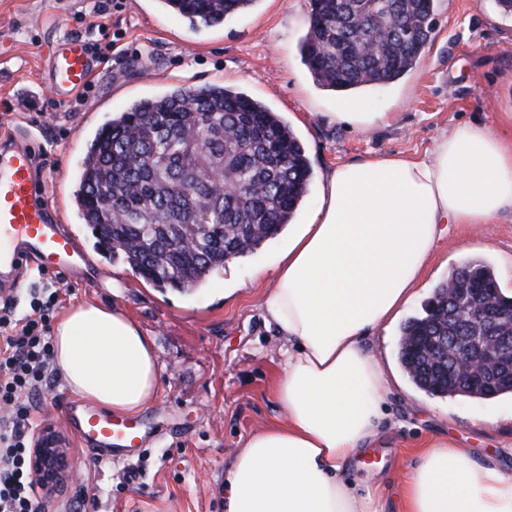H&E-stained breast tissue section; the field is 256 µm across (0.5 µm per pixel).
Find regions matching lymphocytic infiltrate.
I'll use <instances>...</instances> for the list:
<instances>
[{"instance_id":"lymphocytic-infiltrate-1","label":"lymphocytic infiltrate","mask_w":512,"mask_h":512,"mask_svg":"<svg viewBox=\"0 0 512 512\" xmlns=\"http://www.w3.org/2000/svg\"><path fill=\"white\" fill-rule=\"evenodd\" d=\"M52 310L49 300L19 319L0 309V512H41L31 477L28 402L53 370Z\"/></svg>"}]
</instances>
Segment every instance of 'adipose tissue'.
Here are the masks:
<instances>
[{"mask_svg": "<svg viewBox=\"0 0 512 512\" xmlns=\"http://www.w3.org/2000/svg\"><path fill=\"white\" fill-rule=\"evenodd\" d=\"M512 213V141L486 125L450 130L425 156L336 167L307 223L288 236L262 299L285 343L275 396L283 422L251 435L224 475V512H385L376 486L349 479L385 427L395 377L365 338L416 297L447 224ZM54 359L72 393L127 416L156 396L153 343L121 311L70 308ZM402 512H512V472L431 437L401 488Z\"/></svg>", "mask_w": 512, "mask_h": 512, "instance_id": "obj_1", "label": "adipose tissue"}]
</instances>
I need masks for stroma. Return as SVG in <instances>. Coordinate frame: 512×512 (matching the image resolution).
<instances>
[{"mask_svg": "<svg viewBox=\"0 0 512 512\" xmlns=\"http://www.w3.org/2000/svg\"><path fill=\"white\" fill-rule=\"evenodd\" d=\"M97 3L111 16L108 38L120 53L111 67L97 69L86 98L58 101L44 80L47 51L68 35L92 40L88 27L101 21L92 12ZM309 16L310 0H261L255 10L207 29L161 12L155 0H0V135L15 130L39 144L36 173L45 198L94 264L89 273L64 275L29 263L21 288L0 301L21 316L53 287L54 319L83 302L119 309L151 338L160 367L154 400L133 417L144 434L137 452L99 461L64 431L78 482L43 502L42 512H224L218 488L231 451L282 418L274 395L280 340L261 307L271 277H253L252 270L272 265L287 233L229 263L193 293L156 288L109 261L95 249L74 196L88 143L114 113L177 86L221 84L265 102L295 130L311 164L298 224L340 164L421 156L449 130L475 122L512 140V124L499 121L500 113H512V16L495 0H436V30L418 67L363 91L367 111L392 115L365 130L336 119L345 93L312 80L300 52ZM460 249L498 270L512 265V214L487 226L447 225L404 318L422 314ZM72 397L52 374L32 403L33 428L59 422ZM389 411L391 425L352 471L355 482L381 485L387 512H400L401 480L431 435H446L471 458L512 470V395L440 397L409 383L394 390Z\"/></svg>", "mask_w": 512, "mask_h": 512, "instance_id": "35a3bbf8", "label": "stroma"}]
</instances>
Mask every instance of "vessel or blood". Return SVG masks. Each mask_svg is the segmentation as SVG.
Here are the masks:
<instances>
[{
  "instance_id": "1",
  "label": "vessel or blood",
  "mask_w": 512,
  "mask_h": 512,
  "mask_svg": "<svg viewBox=\"0 0 512 512\" xmlns=\"http://www.w3.org/2000/svg\"><path fill=\"white\" fill-rule=\"evenodd\" d=\"M96 68L85 42L77 37L59 40L48 52L45 84L59 99L83 88ZM38 150L28 139H14L0 149V286L9 287V275L38 259L52 272H85L89 259L66 235L55 214L42 204L43 188L34 175ZM62 418L68 428L100 460L138 446L137 427L113 420L77 401L66 403Z\"/></svg>"
}]
</instances>
